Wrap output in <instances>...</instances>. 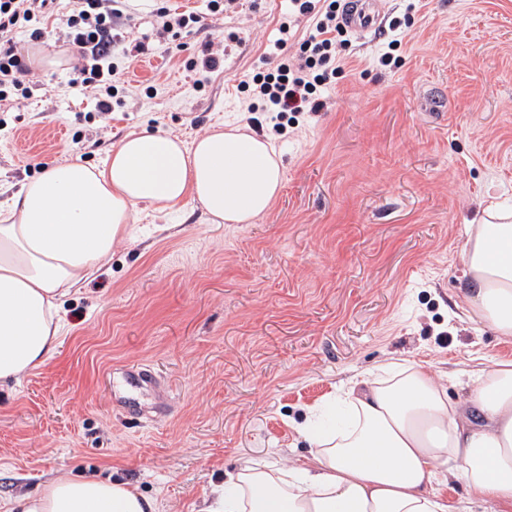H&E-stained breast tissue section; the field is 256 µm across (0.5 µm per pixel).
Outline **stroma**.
I'll return each instance as SVG.
<instances>
[{
    "label": "stroma",
    "instance_id": "1",
    "mask_svg": "<svg viewBox=\"0 0 512 512\" xmlns=\"http://www.w3.org/2000/svg\"><path fill=\"white\" fill-rule=\"evenodd\" d=\"M123 103L94 109L69 85L76 54L47 31L59 66L32 69L30 95L0 114V196L43 168L102 165L132 132L184 141L249 127L236 89L268 68L288 0L210 16L186 53L230 54L233 71H185L135 0ZM403 19L396 67L379 35H349L348 64L277 134L283 186L250 224L201 206H139L136 236L63 298L68 333L20 384L0 389V503L61 476L130 482L158 512H197L246 459H311L297 425L368 370L409 358L451 373L508 358L512 339L464 321L461 249L491 204L512 209V0H386ZM243 39L225 52L224 37ZM155 86L146 96V86ZM151 383L134 388L130 370Z\"/></svg>",
    "mask_w": 512,
    "mask_h": 512
}]
</instances>
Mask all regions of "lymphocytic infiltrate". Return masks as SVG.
<instances>
[{"label": "lymphocytic infiltrate", "mask_w": 512, "mask_h": 512, "mask_svg": "<svg viewBox=\"0 0 512 512\" xmlns=\"http://www.w3.org/2000/svg\"><path fill=\"white\" fill-rule=\"evenodd\" d=\"M126 8V0H71L70 10L61 12L56 0H0V103L29 92L30 70L17 50L16 35L40 41L51 23L82 61L74 70L76 82L94 89L97 111H111L118 58L145 51L141 42L129 48L122 45ZM345 11V0H289L274 42L281 52L276 68L239 82L248 111L271 113L273 131H282L289 114L325 108L321 90L336 76L337 48L346 35ZM303 23L309 33L301 38L297 32Z\"/></svg>", "instance_id": "1"}]
</instances>
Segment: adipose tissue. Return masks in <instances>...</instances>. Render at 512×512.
I'll list each match as a JSON object with an SVG mask.
<instances>
[{"label":"adipose tissue","mask_w":512,"mask_h":512,"mask_svg":"<svg viewBox=\"0 0 512 512\" xmlns=\"http://www.w3.org/2000/svg\"><path fill=\"white\" fill-rule=\"evenodd\" d=\"M283 184L273 146L241 128L192 144L142 131L99 167L47 168L0 207V386L43 365L64 336L63 297L132 239L139 204L192 202L213 224H247ZM469 322L512 338V213L471 226L462 248ZM468 403L451 401L442 372L408 359L369 371L336 397L349 415L323 426L320 407L299 431L309 462L279 467L249 459L206 497L201 512H462L436 488L456 480L486 502L512 506V362L477 364ZM480 422H473V414ZM120 480L66 476L0 505V512H156Z\"/></svg>","instance_id":"ef3b65f1"}]
</instances>
